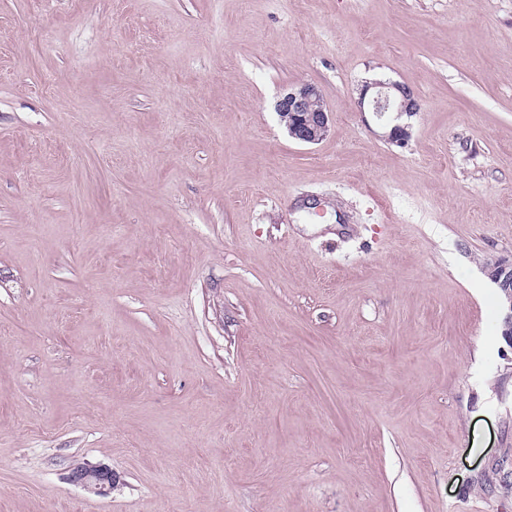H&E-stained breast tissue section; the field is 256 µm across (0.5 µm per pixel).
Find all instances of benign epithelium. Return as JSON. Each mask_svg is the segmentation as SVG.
Segmentation results:
<instances>
[{
	"label": "benign epithelium",
	"instance_id": "obj_1",
	"mask_svg": "<svg viewBox=\"0 0 512 512\" xmlns=\"http://www.w3.org/2000/svg\"><path fill=\"white\" fill-rule=\"evenodd\" d=\"M358 106L362 112L367 110L380 118L393 114L397 120L404 115L411 117L418 112V102L413 92L397 82L363 85ZM276 112L289 136L299 142L315 144L323 140L330 131L331 112L324 103L320 90L313 84L291 86L278 99ZM489 276L504 299L502 336L512 348V264L492 266ZM69 480L90 493L107 497L112 493L115 475L111 468L104 465H83L72 470Z\"/></svg>",
	"mask_w": 512,
	"mask_h": 512
}]
</instances>
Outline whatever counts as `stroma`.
I'll use <instances>...</instances> for the list:
<instances>
[{"label":"stroma","instance_id":"stroma-1","mask_svg":"<svg viewBox=\"0 0 512 512\" xmlns=\"http://www.w3.org/2000/svg\"><path fill=\"white\" fill-rule=\"evenodd\" d=\"M494 262L512 0H0V512H512ZM276 112L289 136L299 142L318 143L330 131L331 112L320 90L313 84L291 86L278 99ZM360 112H373L378 117L395 114V119L406 115L411 117L418 112L419 104L413 92L404 84L367 83L360 90L358 98ZM69 480L100 497L109 496L116 481L112 469L104 465L78 466L70 473Z\"/></svg>","mask_w":512,"mask_h":512}]
</instances>
